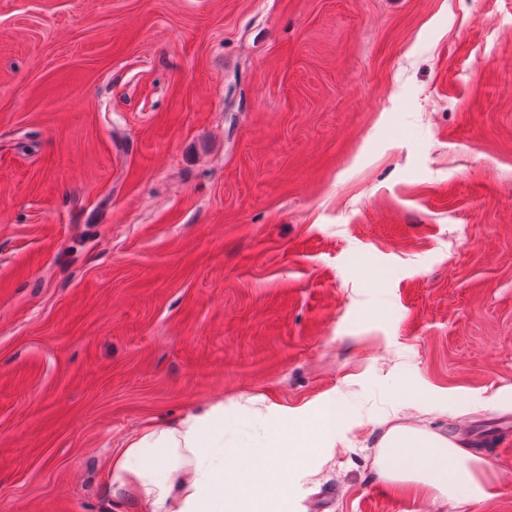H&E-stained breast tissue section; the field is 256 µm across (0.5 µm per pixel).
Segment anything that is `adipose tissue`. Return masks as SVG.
<instances>
[{
    "label": "adipose tissue",
    "instance_id": "adipose-tissue-1",
    "mask_svg": "<svg viewBox=\"0 0 512 512\" xmlns=\"http://www.w3.org/2000/svg\"><path fill=\"white\" fill-rule=\"evenodd\" d=\"M236 400L196 406L174 420L130 433L105 465L102 480L119 507L139 512H285L288 492L330 460L350 418L344 397L260 414L261 442L229 446L239 425ZM389 484L464 508L490 496L483 457L418 426L389 427L375 459Z\"/></svg>",
    "mask_w": 512,
    "mask_h": 512
}]
</instances>
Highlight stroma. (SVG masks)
I'll return each instance as SVG.
<instances>
[{
    "label": "stroma",
    "instance_id": "stroma-1",
    "mask_svg": "<svg viewBox=\"0 0 512 512\" xmlns=\"http://www.w3.org/2000/svg\"><path fill=\"white\" fill-rule=\"evenodd\" d=\"M509 390L512 0H0V512L334 391L287 512H458L379 477L394 424L480 432L470 512H512Z\"/></svg>",
    "mask_w": 512,
    "mask_h": 512
}]
</instances>
